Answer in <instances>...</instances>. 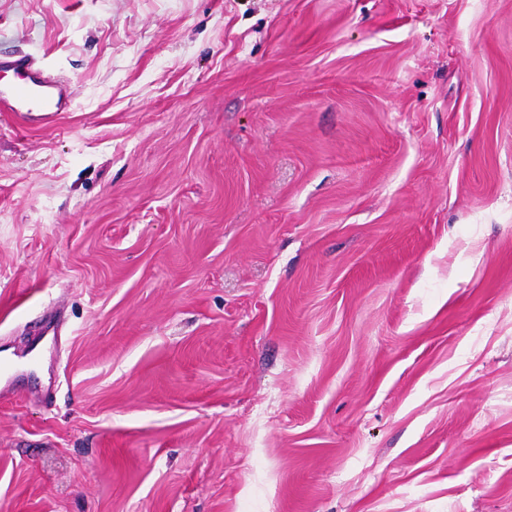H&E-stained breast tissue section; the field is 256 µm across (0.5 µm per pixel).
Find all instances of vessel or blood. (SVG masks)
Returning a JSON list of instances; mask_svg holds the SVG:
<instances>
[{
    "label": "vessel or blood",
    "mask_w": 512,
    "mask_h": 512,
    "mask_svg": "<svg viewBox=\"0 0 512 512\" xmlns=\"http://www.w3.org/2000/svg\"><path fill=\"white\" fill-rule=\"evenodd\" d=\"M70 106L66 84L51 78L31 59L0 57V110L23 124H47Z\"/></svg>",
    "instance_id": "obj_1"
}]
</instances>
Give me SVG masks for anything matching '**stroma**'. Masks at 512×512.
<instances>
[{"label": "stroma", "mask_w": 512, "mask_h": 512, "mask_svg": "<svg viewBox=\"0 0 512 512\" xmlns=\"http://www.w3.org/2000/svg\"><path fill=\"white\" fill-rule=\"evenodd\" d=\"M0 512H512V0H0ZM9 72L22 82H2ZM69 106L67 85L45 74L34 60L0 56V109L4 112H13L26 125H45Z\"/></svg>", "instance_id": "stroma-1"}]
</instances>
